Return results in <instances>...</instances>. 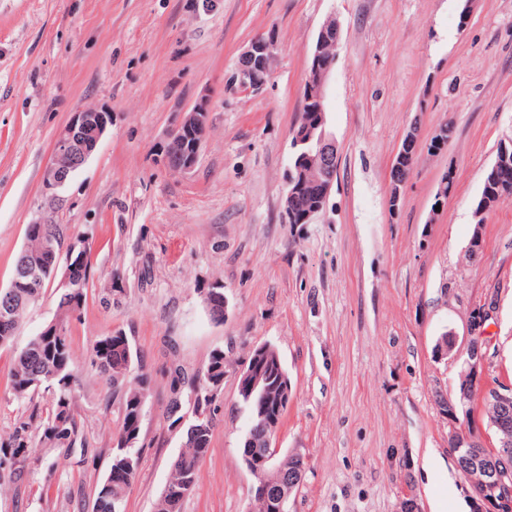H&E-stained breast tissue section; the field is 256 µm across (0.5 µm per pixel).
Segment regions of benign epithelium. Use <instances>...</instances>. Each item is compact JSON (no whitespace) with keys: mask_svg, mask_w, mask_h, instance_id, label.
Masks as SVG:
<instances>
[{"mask_svg":"<svg viewBox=\"0 0 512 512\" xmlns=\"http://www.w3.org/2000/svg\"><path fill=\"white\" fill-rule=\"evenodd\" d=\"M340 26L336 18H328L321 26L311 58L315 67L309 81L306 102L315 103L317 111H324L326 86L334 62L323 61V45L338 42ZM277 40L272 33L255 37L242 54L239 65L227 81V86L240 93L259 96L271 78L270 63ZM109 121L102 110L95 108L80 109L74 112L70 120L60 129L55 137L50 159L42 173V195L46 206L56 207L60 204V191L69 183L72 171L81 167L96 150L101 138L106 133ZM208 128V107L201 101L184 115L170 130L167 143L178 142L186 147L183 134L192 131L196 142L186 162L177 168L180 173L194 169L200 157L205 131ZM419 139V130L413 125L407 132L402 148L398 151L390 171L389 209L395 214L405 185L412 173L415 162V145ZM309 146L304 153V160L309 167L322 174L317 182V206L304 216V220L323 210L336 181V141L326 128L306 127L295 134L294 146ZM84 238L69 234V249L63 254L55 252L51 246L35 261H25L23 276L29 277L38 270L49 271L64 267L61 285L66 286L72 280L71 261L87 251ZM498 313V293L489 290L484 298L475 304L468 316V336L466 349L460 363L459 378L468 379L476 386H482L484 371L490 359V342L486 336L487 323ZM259 354L265 356L274 370L276 379L274 388L277 404L288 405L292 399V385L284 372L280 356L275 347L268 343L260 345ZM486 401L483 412L489 416L488 425L480 420H473L472 426L461 422L459 412L467 410L469 389L464 387L448 393V453L455 460L456 466H474L482 468L485 477L482 482L474 509L478 512H499V509L512 501V468L508 459L512 458V439L502 440L499 450L495 451L498 461L489 462L478 455L464 453L466 448H477L484 440L487 431L492 428L503 429L512 425V383L485 389Z\"/></svg>","mask_w":512,"mask_h":512,"instance_id":"7a95c632","label":"benign epithelium"}]
</instances>
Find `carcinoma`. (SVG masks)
I'll return each mask as SVG.
<instances>
[{"instance_id":"cac0c4a2","label":"carcinoma","mask_w":512,"mask_h":512,"mask_svg":"<svg viewBox=\"0 0 512 512\" xmlns=\"http://www.w3.org/2000/svg\"><path fill=\"white\" fill-rule=\"evenodd\" d=\"M301 167L300 176L305 178L296 200L288 201V208L295 212L296 220H301L307 211L315 206L316 186L313 182L316 172L300 164L299 155L293 156L292 167ZM512 184V166L498 173V180L484 178L474 216L475 227L484 223L485 215L501 200L496 194L498 184ZM67 224H40L27 230V243L22 251L32 257L40 254L48 245L56 251L67 246ZM80 278L72 288L60 287L57 294L56 324L64 332L62 337H50L40 331L23 346H14L20 323L27 310L40 300L44 288L51 282L61 280L62 271L42 274L40 279L23 278L10 287L22 295L9 315L10 335L0 336V348L12 349L9 391L20 403L29 404L30 414L20 417L7 437L0 440V487L16 490L24 484L29 460L39 451L46 449L55 453V465L64 464L75 453H80L81 462L89 464L84 426L75 411L74 385L76 382L74 348L71 339V323L79 319L86 301V289L92 274L90 253H85L80 267ZM224 294L221 288L208 292L206 305L211 319L224 320V304L218 296ZM93 361L97 374L112 388L118 390L120 426L114 434V441L121 443L123 438L141 429L151 393L150 378L139 366L138 350L134 338L125 332L117 331V337L102 336L92 346ZM224 375V355L210 353L204 369L188 374L180 368L171 373L167 420L173 427L183 423V441L180 451L169 463L168 478L160 491L156 512H182L184 499L197 483L201 465L207 456L215 430L217 406L209 409L208 418L203 421L205 431L199 433L194 414L199 409V400L205 396L204 386L211 373ZM50 393V401L43 407L34 402L40 391ZM238 398L243 407L247 422L240 440L241 458H255V453L266 448V440L276 436L278 423L263 417L266 399L261 392H240ZM141 448L123 450L116 448L111 464L127 458L130 472L126 475L107 473L99 484L93 505V512H121L127 494L130 492L141 466ZM276 479L265 483L255 477V510L266 509L268 501L281 495L282 490H295L301 481L304 461L298 455L274 457Z\"/></svg>"}]
</instances>
